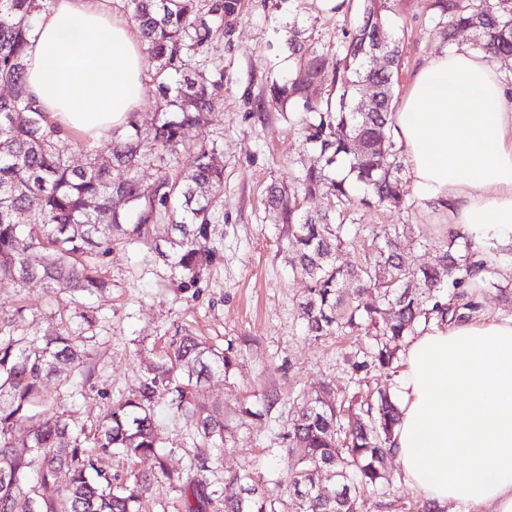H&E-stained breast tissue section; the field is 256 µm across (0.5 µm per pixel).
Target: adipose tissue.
I'll return each instance as SVG.
<instances>
[{
  "mask_svg": "<svg viewBox=\"0 0 512 512\" xmlns=\"http://www.w3.org/2000/svg\"><path fill=\"white\" fill-rule=\"evenodd\" d=\"M25 85L49 123L106 136L134 118L145 60L136 27L106 0H53L39 14ZM414 197L473 249L512 241V83L491 53H435L393 115ZM396 393L394 456L431 504L512 512V318L430 323L411 336Z\"/></svg>",
  "mask_w": 512,
  "mask_h": 512,
  "instance_id": "ef3b65f1",
  "label": "adipose tissue"
}]
</instances>
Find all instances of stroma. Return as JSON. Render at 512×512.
I'll use <instances>...</instances> for the list:
<instances>
[{"mask_svg": "<svg viewBox=\"0 0 512 512\" xmlns=\"http://www.w3.org/2000/svg\"><path fill=\"white\" fill-rule=\"evenodd\" d=\"M431 0H397L390 31L403 46L401 75L395 87L403 97L415 70L449 44L473 46V32H461L448 42L432 17ZM348 8L324 10L322 0H241L230 34H217L206 57L224 73L218 105L207 126L185 133V150L169 162L171 175L189 169L195 147L215 145V159L224 169L223 204L215 226V262L196 283L184 285L159 258L167 249L166 232L145 242L116 247L97 265L112 287L82 294H52L41 283L20 288L0 279V305L26 306L27 330L39 335L52 318L92 315L88 330L95 374L82 393L59 386L55 412H67L87 428H95L113 402L137 395L147 367L165 340L188 328L214 346L231 347L239 355L229 379L213 378L202 385L200 397L220 402L226 414L238 406L263 407V393L279 394L271 415L243 418L235 442L223 450L224 468L246 469L271 478L292 468L284 454V427L290 414L289 397L314 382H323L337 395L353 396L348 364L334 342L305 336L297 303L308 280L292 271L282 251L280 227L269 217L265 189L274 181L288 183L305 158L303 130L293 112H278L265 102L272 80L291 69L288 30L297 27L311 49L322 53L334 68L353 28ZM346 224H367L382 230L390 224H409L413 236L404 253L414 267L431 263L448 239L445 214L409 200L406 209L349 207L341 213ZM154 416L169 468L188 465L190 429L170 409L167 396H158ZM395 483L391 495H367L358 512H394L391 499L421 500L397 461H390Z\"/></svg>", "mask_w": 512, "mask_h": 512, "instance_id": "1", "label": "stroma"}]
</instances>
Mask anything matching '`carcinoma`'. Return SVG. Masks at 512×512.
<instances>
[{"label":"carcinoma","mask_w":512,"mask_h":512,"mask_svg":"<svg viewBox=\"0 0 512 512\" xmlns=\"http://www.w3.org/2000/svg\"><path fill=\"white\" fill-rule=\"evenodd\" d=\"M51 0H0V277L20 287L40 280L53 293H95L108 288L92 256L112 246L152 236L156 222L172 221L164 263L194 283L217 256L213 224L221 205L224 170L214 163L215 147L198 148L192 168L177 179L165 172L151 184L138 176L149 159L165 160L185 146V130L203 126L216 106L224 75L206 63L184 71V56L203 54L214 33L231 29L240 0H128L142 52L154 68L161 99L154 122L138 120L112 132L109 155L87 152L81 167L71 164V141L51 126L24 88L25 48L38 14ZM394 0H358L360 22L345 52L328 73L321 55L288 38L292 72L272 81L267 102L294 107L308 130L307 151L297 186H267L265 207L287 226L284 252L292 267L309 278L298 302L305 335L372 337L351 356L355 372L392 369L405 339L436 320L453 323L479 315L474 295L500 283L478 279L492 259L473 260L468 235L451 231L448 243L427 268L413 269L400 253L408 224H393L376 252L352 267L339 263L349 243L346 225L329 210L306 211L301 194H325L344 207L402 209L407 190L403 161L394 150L392 113L401 59L389 32ZM446 38L460 30L477 36L476 46L512 58V0H432ZM383 48L390 65L371 68L369 55ZM377 86L372 112H358L359 86ZM325 83L314 103L308 90ZM362 191L355 199L353 191ZM23 305L0 309V512H141L156 474L181 492L180 512H356L358 498L391 484L387 460L401 412L397 399L377 390L344 406L323 384L293 398L294 415L284 439L293 467L268 487L252 472L224 475L239 493L226 497L211 480L221 450L235 440L237 426L224 405L199 398V388L226 377L236 364L232 349L213 347L183 329L170 337L165 356L151 364L139 395L117 403L93 433L65 413L41 417L36 409L56 403L50 389L67 367L84 382L93 375L90 337L79 330L52 328L41 336L26 329ZM163 392L175 413L192 425L190 475L167 469L154 399ZM127 461L153 457L158 472L123 480L98 465L99 452ZM328 481V493L319 492Z\"/></svg>","instance_id":"carcinoma-1"}]
</instances>
